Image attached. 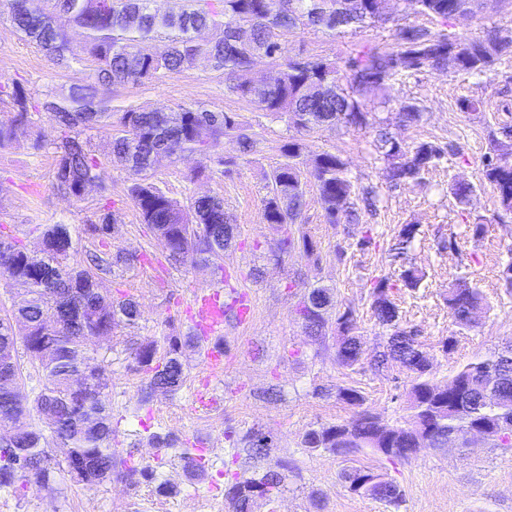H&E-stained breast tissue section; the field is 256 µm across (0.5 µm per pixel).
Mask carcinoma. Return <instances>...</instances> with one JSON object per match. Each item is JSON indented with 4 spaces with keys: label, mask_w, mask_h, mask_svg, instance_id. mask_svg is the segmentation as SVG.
I'll return each mask as SVG.
<instances>
[{
    "label": "carcinoma",
    "mask_w": 512,
    "mask_h": 512,
    "mask_svg": "<svg viewBox=\"0 0 512 512\" xmlns=\"http://www.w3.org/2000/svg\"><path fill=\"white\" fill-rule=\"evenodd\" d=\"M10 20L18 33L34 43L56 66L68 68L87 57L97 64L96 83L73 84L68 93L47 94L42 99L14 83L6 92L15 112L12 123L0 125V147L21 138L36 151L45 148L36 134L41 113L53 116L62 132L55 147L53 187L73 195L74 187L87 181L103 180L102 163L90 140L81 135L99 123L112 127L107 159L139 171L151 168L161 155L179 157L194 154L203 160L195 177L213 162L230 175L236 159L217 152L224 139L236 141L239 151H257V139L236 114L214 111L195 104L177 108L159 107L149 112L128 108L114 117L99 87L155 82L168 72L202 66L214 72L237 73L259 54L271 59L280 74L271 86L247 83L228 87L229 93L256 103L263 111L286 116L300 137L280 147L284 161L266 175L267 194L264 219L283 228L278 256L299 249L312 255L315 245L297 223L304 205V177L300 159L305 156L304 135L324 124L361 127L366 124L365 103L359 96L370 91H387L394 83L424 68L437 71H465L480 76L503 57H512V35L493 30L484 40L462 39L447 30L431 31L416 26H397L390 48L365 46L341 68L334 62L304 60L288 53L275 39L279 29L301 26L342 32L362 26L383 14L385 0H190L178 15L164 14L151 7L152 0H5ZM417 13L447 22L458 15L477 11L478 0H406ZM73 11L72 22L84 39L75 43L56 15ZM210 30V38L197 39L194 26ZM165 36L163 46L149 55L140 43ZM346 81L350 92L337 91ZM400 121L415 124L422 109L404 103ZM505 140L491 139L484 177L504 212L512 213V125L501 127ZM381 148L388 161V177L395 182L415 180L435 165L447 148L422 142L411 150L383 133ZM309 175L318 186L329 223L357 219L356 188L346 172V163L336 154L321 153L308 159ZM129 196L144 223L169 243V257L178 259L192 250L200 265L221 268L217 260L235 243L225 226L230 219L224 207L213 206L214 196H198L184 208L144 178L129 187ZM116 215L101 210L92 230L111 233ZM418 232L417 225L405 224L392 248L393 261H403ZM43 256L30 255L12 241L0 239V276L17 287L20 300L11 314L0 318V350L17 348L13 323L22 324L26 356L41 371L39 388L33 397L20 400V365L13 362L2 374L0 366V490L32 481L47 485L63 474L70 481L93 487L112 476L147 478L149 469L137 468L115 459L112 451V411L103 395L112 383V373L84 342L94 336L112 337L120 324L132 325L139 316L137 303L119 302L101 292L100 283L112 274L114 260L107 251L77 258L70 230L65 224H48L43 232ZM425 272L404 265L399 283L377 279L371 292V310L387 334L369 361L378 372L399 365L411 373L407 414L390 423L363 408L364 398L353 387H336V398L357 408L347 422L328 424L305 433L302 446L343 456L348 461L359 453L382 455L390 460L408 461V449L420 436L429 446L442 448L448 438L466 448L476 431L491 448H512V340L461 365L441 384L434 371L422 367L429 351L415 344L413 331L400 325V310L393 291H414L422 287ZM448 310L461 329L472 326L473 311L486 308L480 288L460 276L448 288ZM331 289L313 286L300 294L296 315L310 336L326 338ZM335 360L344 369L358 367L363 356L356 321L350 310L336 313ZM195 337L169 339L163 358H156L152 343L134 354L136 367L148 375L142 402L157 390L178 391L184 382L181 349ZM90 371L91 384L77 391L72 382ZM37 417L41 425L32 424ZM67 449L64 463L54 461L47 447ZM349 490L398 505L403 491L375 468L349 465L341 473ZM282 475L265 469L256 477L235 482L225 489L231 512H251L252 498L259 492L270 496L280 490Z\"/></svg>",
    "instance_id": "1"
}]
</instances>
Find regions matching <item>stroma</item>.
<instances>
[{"label": "stroma", "mask_w": 512, "mask_h": 512, "mask_svg": "<svg viewBox=\"0 0 512 512\" xmlns=\"http://www.w3.org/2000/svg\"><path fill=\"white\" fill-rule=\"evenodd\" d=\"M388 20L340 35L315 27L281 30L278 40L303 59L337 63L362 46L387 47L399 25L439 29V22L388 0ZM449 34L482 39L495 29L512 30V8L502 0H484L476 15L449 21ZM95 79V65L85 59L68 68L53 65L35 45L21 38L7 12L0 11V82L23 84L34 97L67 93L77 81ZM240 74L225 75L203 68L166 74L146 84L114 85L104 97L114 112L130 107L151 110L192 103L238 114L251 125L259 141L255 153L240 154L233 140L220 147L237 159L232 175L213 171L194 178L196 156L159 158L148 173L168 196L189 204L210 195L223 199L237 237L224 253V273L217 276L198 267L195 252L171 260L164 242L148 225L127 194L138 181L134 171L108 167L103 186H91L82 198L60 195L52 186L54 149L61 133L49 116L37 131L45 143L33 152L27 141L0 148V237L39 254L42 229L48 224L70 228L78 251L108 250L120 263L102 287L113 298L135 299L140 316L131 326L115 330L112 338L89 341L112 373L104 400L112 409V446L119 459L149 468L150 478L112 479L85 487L66 479L46 488L18 487L0 491V512H229L224 486L261 473L267 465L284 464L285 480L272 498H258L252 512H512V449L489 447L475 437L469 447H425L409 461L359 455L365 465L378 467L404 490L398 506L352 493L341 480L344 457L303 448L305 432L321 425L349 420L354 410L337 400V386L361 389L364 406L387 421L404 414L411 377L395 367L378 373L369 366L339 368L331 342L307 336L295 313L303 288L325 285L335 292L337 310H352L365 355L377 350L383 334L372 318L370 294L380 277L398 280L401 267L390 257L395 237L405 224L418 227L408 256L426 274L422 288L397 290L404 326L433 357L437 379H446L460 365L512 337V295L506 294L499 271L512 255V214L503 212L487 186L483 157L503 123L512 124V60L481 76L423 69L390 89L387 97L372 98L366 126L325 125L306 135L308 155L329 151L339 155L357 191H372L377 208L352 223H328L315 184H308L298 218L316 246L314 256L295 251L277 258L278 226L266 223L263 200L265 173L282 160L280 146L294 136L284 117L261 111L237 98L229 85ZM481 101L480 111H460L462 99ZM414 102L423 113L418 124L403 125L402 104ZM388 132L403 147L425 141L450 144V151L421 179L395 183L387 176L388 162L378 146ZM462 179L476 190L465 203L450 192ZM110 208L119 219L111 234L97 236L91 223L97 211ZM481 222L485 233L472 239L470 224ZM369 246H361L363 237ZM457 248L448 249L449 240ZM467 277L483 290L489 307L471 328L456 327L448 313V285ZM220 291L225 307L247 298L253 313L247 322L224 318V368L213 377L200 349L184 350L185 382L176 393L154 394L149 405L140 397L147 382L134 367L133 356L144 343L168 346L170 337L192 332L193 296ZM455 346L443 350L442 341ZM157 431L175 437L171 448H155L146 439ZM268 437L267 458H250L244 439ZM203 447L205 473L192 478L182 452ZM169 487L160 494L158 485Z\"/></svg>", "instance_id": "1"}]
</instances>
